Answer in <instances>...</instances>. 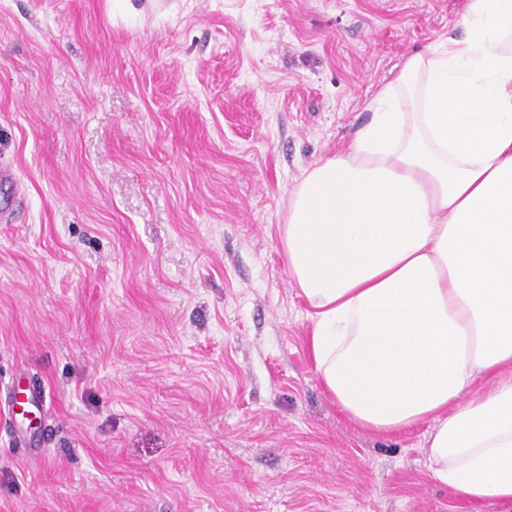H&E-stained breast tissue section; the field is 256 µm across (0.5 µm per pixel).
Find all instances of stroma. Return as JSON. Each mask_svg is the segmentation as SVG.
Here are the masks:
<instances>
[{"instance_id":"1","label":"stroma","mask_w":512,"mask_h":512,"mask_svg":"<svg viewBox=\"0 0 512 512\" xmlns=\"http://www.w3.org/2000/svg\"><path fill=\"white\" fill-rule=\"evenodd\" d=\"M136 6L0 0V512H512L431 478L429 424L345 417L279 243L464 0Z\"/></svg>"}]
</instances>
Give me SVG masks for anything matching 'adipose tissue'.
I'll return each mask as SVG.
<instances>
[{"instance_id": "adipose-tissue-1", "label": "adipose tissue", "mask_w": 512, "mask_h": 512, "mask_svg": "<svg viewBox=\"0 0 512 512\" xmlns=\"http://www.w3.org/2000/svg\"><path fill=\"white\" fill-rule=\"evenodd\" d=\"M462 26L304 171L280 245L342 411L430 422L432 477L492 505L512 502V0H466Z\"/></svg>"}]
</instances>
